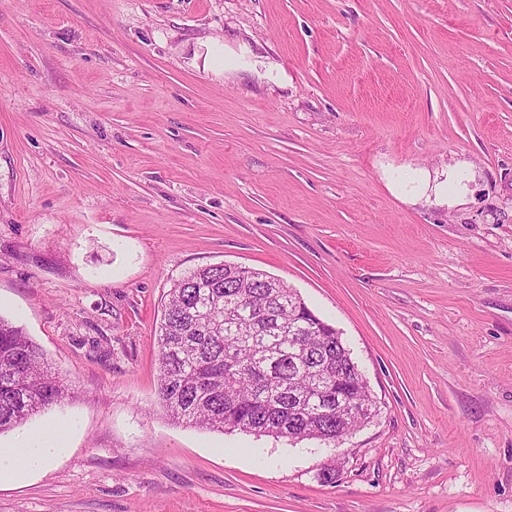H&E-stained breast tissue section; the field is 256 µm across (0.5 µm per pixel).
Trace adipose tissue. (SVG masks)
<instances>
[{"mask_svg":"<svg viewBox=\"0 0 512 512\" xmlns=\"http://www.w3.org/2000/svg\"><path fill=\"white\" fill-rule=\"evenodd\" d=\"M67 447V430L48 427L16 437L13 447L0 450V481H19L48 466Z\"/></svg>","mask_w":512,"mask_h":512,"instance_id":"1","label":"adipose tissue"}]
</instances>
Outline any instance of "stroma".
<instances>
[{"label": "stroma", "mask_w": 512, "mask_h": 512, "mask_svg": "<svg viewBox=\"0 0 512 512\" xmlns=\"http://www.w3.org/2000/svg\"><path fill=\"white\" fill-rule=\"evenodd\" d=\"M223 263L336 327L371 423L167 417L161 303ZM0 316L74 389L0 434L71 428L0 512H512V0H0Z\"/></svg>", "instance_id": "35a3bbf8"}]
</instances>
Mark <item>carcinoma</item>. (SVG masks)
I'll use <instances>...</instances> for the list:
<instances>
[{
  "instance_id": "obj_1",
  "label": "carcinoma",
  "mask_w": 512,
  "mask_h": 512,
  "mask_svg": "<svg viewBox=\"0 0 512 512\" xmlns=\"http://www.w3.org/2000/svg\"><path fill=\"white\" fill-rule=\"evenodd\" d=\"M306 309L262 270L209 265L175 280L157 330L158 396L169 418L290 445L334 446L368 424L376 405L350 349L331 324L307 327ZM68 395L24 329L0 316V433Z\"/></svg>"
}]
</instances>
